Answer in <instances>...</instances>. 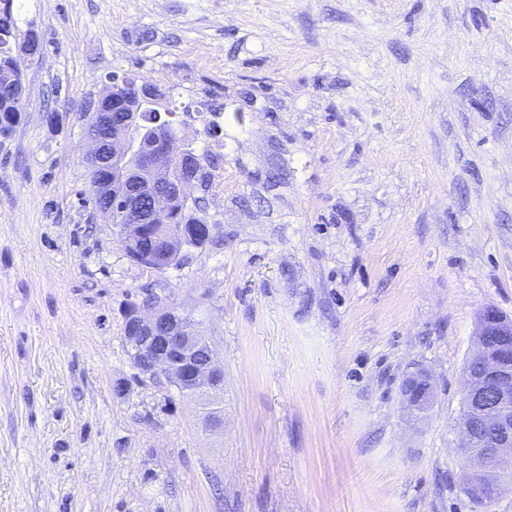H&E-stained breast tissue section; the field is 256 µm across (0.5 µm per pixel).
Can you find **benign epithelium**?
I'll return each instance as SVG.
<instances>
[{
	"label": "benign epithelium",
	"mask_w": 512,
	"mask_h": 512,
	"mask_svg": "<svg viewBox=\"0 0 512 512\" xmlns=\"http://www.w3.org/2000/svg\"><path fill=\"white\" fill-rule=\"evenodd\" d=\"M39 41L36 30H27L14 44V56L32 60L29 48ZM120 86L126 89L128 124L120 136L108 140L84 131L86 157L109 166L112 191L117 193L112 208L120 209L125 218L120 226L122 243L141 246L139 264L155 270L184 236L187 199L200 178L201 163L176 144L168 123L156 120L143 126L141 113L154 108L163 92L137 77L107 87L104 96L90 104L94 124L106 121L101 103ZM124 335L134 366L157 385L197 398L224 390V369L214 347L198 335L194 318L170 296L155 292L126 311ZM475 336L476 350L465 371L458 448L471 472L460 490L470 500L488 504L512 495V318L487 307ZM434 400L427 371L405 379L402 406L409 420H426Z\"/></svg>",
	"instance_id": "benign-epithelium-1"
}]
</instances>
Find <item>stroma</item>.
I'll list each match as a JSON object with an SVG mask.
<instances>
[{
    "label": "stroma",
    "instance_id": "35a3bbf8",
    "mask_svg": "<svg viewBox=\"0 0 512 512\" xmlns=\"http://www.w3.org/2000/svg\"><path fill=\"white\" fill-rule=\"evenodd\" d=\"M16 4L44 50L0 142V512H512L457 451L479 315L512 317V0ZM112 72L214 162L212 237L161 271L85 201ZM148 288L210 338L220 423L133 365ZM435 393L431 375L425 370L410 374L402 390V406L413 423L426 420L434 406Z\"/></svg>",
    "mask_w": 512,
    "mask_h": 512
}]
</instances>
